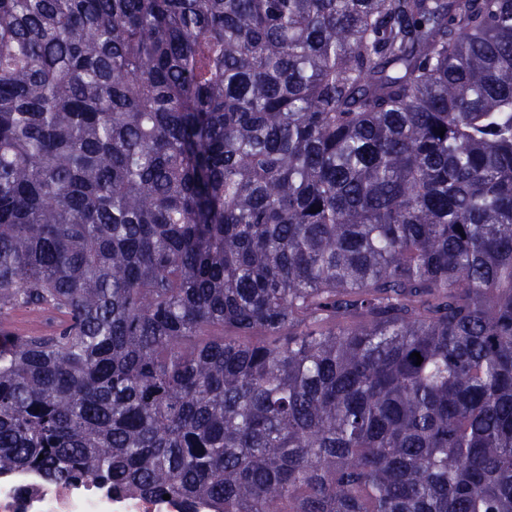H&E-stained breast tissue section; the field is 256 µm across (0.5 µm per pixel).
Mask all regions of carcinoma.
Segmentation results:
<instances>
[{
  "instance_id": "obj_1",
  "label": "carcinoma",
  "mask_w": 512,
  "mask_h": 512,
  "mask_svg": "<svg viewBox=\"0 0 512 512\" xmlns=\"http://www.w3.org/2000/svg\"><path fill=\"white\" fill-rule=\"evenodd\" d=\"M15 310L0 473L512 512V0H0Z\"/></svg>"
}]
</instances>
